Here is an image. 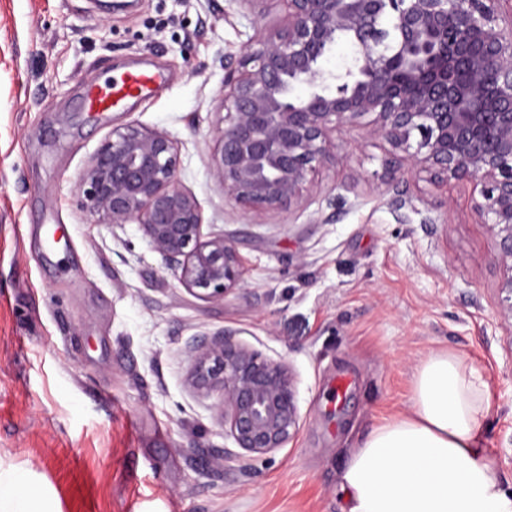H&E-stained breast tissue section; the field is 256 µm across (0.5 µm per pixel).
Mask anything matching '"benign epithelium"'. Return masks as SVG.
<instances>
[{"mask_svg": "<svg viewBox=\"0 0 512 512\" xmlns=\"http://www.w3.org/2000/svg\"><path fill=\"white\" fill-rule=\"evenodd\" d=\"M286 2L288 21L256 29L224 74L212 156L224 195L259 210L304 208L305 184L335 156L336 132L373 114L368 134L398 160L380 193L399 222L415 171L478 188L472 210L496 239L512 320V11L504 0ZM340 41L353 53L336 73L322 61ZM79 206L102 224H139L196 298L220 302L244 286L234 243L203 233L202 207L162 129H112L80 173ZM235 336L222 329L188 342L186 381L213 400L238 448L264 456L298 433L295 375Z\"/></svg>", "mask_w": 512, "mask_h": 512, "instance_id": "7a95c632", "label": "benign epithelium"}]
</instances>
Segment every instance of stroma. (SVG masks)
<instances>
[{"instance_id":"stroma-1","label":"stroma","mask_w":512,"mask_h":512,"mask_svg":"<svg viewBox=\"0 0 512 512\" xmlns=\"http://www.w3.org/2000/svg\"><path fill=\"white\" fill-rule=\"evenodd\" d=\"M286 20L283 0H0V476L32 512H343L349 449L408 412L421 362L443 349L489 385L484 445L512 499V321L471 185L415 178L398 223L367 116L337 133L305 209L243 210L213 175L224 63ZM135 64L165 83L77 111L86 84ZM130 123L174 139L204 234L245 259L224 301L188 294L138 224L80 209L81 171ZM223 328L296 375L300 429L262 457L185 384V344Z\"/></svg>"}]
</instances>
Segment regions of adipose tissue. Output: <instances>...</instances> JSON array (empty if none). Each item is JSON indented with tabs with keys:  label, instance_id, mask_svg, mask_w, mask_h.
Listing matches in <instances>:
<instances>
[{
	"label": "adipose tissue",
	"instance_id": "ef3b65f1",
	"mask_svg": "<svg viewBox=\"0 0 512 512\" xmlns=\"http://www.w3.org/2000/svg\"><path fill=\"white\" fill-rule=\"evenodd\" d=\"M487 409L476 369L448 350L429 355L408 413L351 451L345 512H512L481 442Z\"/></svg>",
	"mask_w": 512,
	"mask_h": 512
}]
</instances>
